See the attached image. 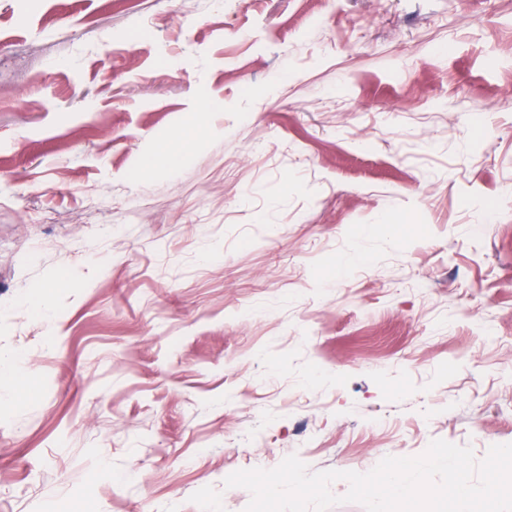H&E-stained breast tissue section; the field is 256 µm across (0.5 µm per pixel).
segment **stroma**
Returning <instances> with one entry per match:
<instances>
[{
    "instance_id": "stroma-1",
    "label": "stroma",
    "mask_w": 512,
    "mask_h": 512,
    "mask_svg": "<svg viewBox=\"0 0 512 512\" xmlns=\"http://www.w3.org/2000/svg\"><path fill=\"white\" fill-rule=\"evenodd\" d=\"M0 360V512L512 443V0H0Z\"/></svg>"
}]
</instances>
